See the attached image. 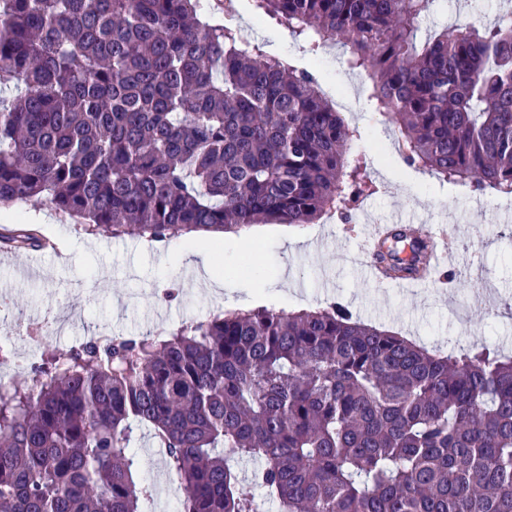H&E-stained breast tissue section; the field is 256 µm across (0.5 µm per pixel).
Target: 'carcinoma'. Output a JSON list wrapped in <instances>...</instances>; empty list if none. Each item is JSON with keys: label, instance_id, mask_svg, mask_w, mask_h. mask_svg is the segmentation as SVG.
Instances as JSON below:
<instances>
[{"label": "carcinoma", "instance_id": "1", "mask_svg": "<svg viewBox=\"0 0 512 512\" xmlns=\"http://www.w3.org/2000/svg\"><path fill=\"white\" fill-rule=\"evenodd\" d=\"M254 2L311 55L344 43L409 166L512 195L511 14L420 42L430 0ZM198 6L0 0V205L164 244L350 220L372 188L358 128L309 68ZM432 251L400 229L378 266L424 278ZM141 429L180 512H512V357L481 341L433 353L341 303L52 350L26 385H0V512H141Z\"/></svg>", "mask_w": 512, "mask_h": 512}]
</instances>
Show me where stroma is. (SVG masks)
<instances>
[{
    "label": "stroma",
    "mask_w": 512,
    "mask_h": 512,
    "mask_svg": "<svg viewBox=\"0 0 512 512\" xmlns=\"http://www.w3.org/2000/svg\"><path fill=\"white\" fill-rule=\"evenodd\" d=\"M510 10L512 0H433L420 21L419 34L424 37L472 18L490 24ZM239 13L243 41L263 44L271 55L313 65L322 86L350 83L352 73L343 56L329 55L311 64L302 42L287 27L257 17L253 0H239ZM347 119L361 132L358 149L378 187L375 194L364 197L365 207L377 216L398 209L412 211L430 223L446 225L449 252L474 259L464 285H452L444 292L438 283L420 282L408 291L400 283L366 277L352 260L363 233L361 224L335 219L304 226L255 224L225 235L214 255L229 288L197 289L192 273L173 263L176 254L190 247V236L173 239L169 251L161 252L146 247L138 235H89L49 205L21 204L11 207L10 221L0 220V231L27 225L44 232L51 246L32 253L0 248V297L9 299L10 310L59 328L32 352L39 357L52 346L76 344L104 328L116 335L147 336L238 307L248 293L238 263L247 255L254 267L285 274L284 282L269 288L262 298L267 307L300 310L339 301L361 321L430 349L445 352L485 339L512 356V315L496 307L497 300L512 301V206L493 199L477 204L470 187L408 166L388 150L389 125L373 109L348 113ZM481 268L495 284L494 302L471 309L465 322L449 321V308L470 299L468 285ZM173 285L179 288L178 296L164 300L159 287ZM137 453L140 476L155 489L142 512H169L172 475L162 449L149 437Z\"/></svg>",
    "instance_id": "obj_1"
}]
</instances>
